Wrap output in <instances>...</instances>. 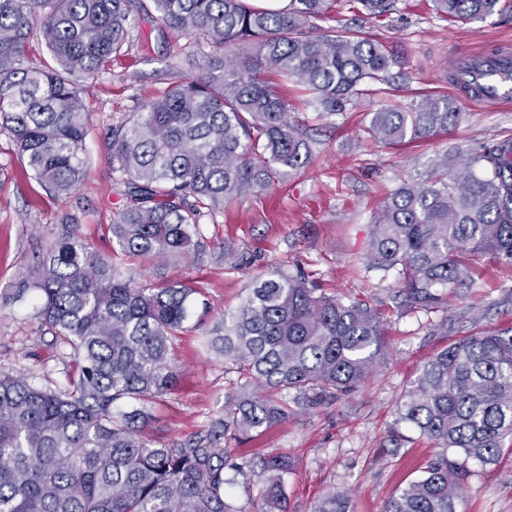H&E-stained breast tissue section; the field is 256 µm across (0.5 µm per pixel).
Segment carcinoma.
Masks as SVG:
<instances>
[{"instance_id":"carcinoma-1","label":"carcinoma","mask_w":512,"mask_h":512,"mask_svg":"<svg viewBox=\"0 0 512 512\" xmlns=\"http://www.w3.org/2000/svg\"><path fill=\"white\" fill-rule=\"evenodd\" d=\"M162 25L205 50V74L178 83L112 125L107 146L130 198L112 224L121 254L157 262L202 246L200 225L265 194L314 159L289 112L285 88L334 115L370 100L400 58L372 34L315 21L335 0H291L281 11L246 0H151ZM380 27L395 0H347ZM458 21L512 18V0H433ZM142 0H0V129L42 185L68 194L87 179V113L74 79L99 74L130 43ZM39 31L57 67L27 64ZM459 113L446 97L371 110L365 139L396 146L448 133ZM366 269L399 274L409 308L461 288L489 257L512 266V138L436 158L376 208ZM38 315L70 346L78 371L42 388L0 374V512H288L286 453L231 456L288 416L353 390L384 356L379 308L318 291L302 272L260 275L224 315L211 344L235 377L224 416L181 441L146 437L147 409L179 376L171 352L187 319L186 282L144 288L112 257L71 232L56 241L25 289ZM398 420L440 448L424 476L398 489L385 512H457L462 464L489 463L512 441V328L465 335L425 362L397 405ZM244 478L247 502L226 489ZM312 512H349L329 490Z\"/></svg>"}]
</instances>
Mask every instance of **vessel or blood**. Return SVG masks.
Listing matches in <instances>:
<instances>
[{"label": "vessel or blood", "mask_w": 512, "mask_h": 512, "mask_svg": "<svg viewBox=\"0 0 512 512\" xmlns=\"http://www.w3.org/2000/svg\"><path fill=\"white\" fill-rule=\"evenodd\" d=\"M455 82L480 102L507 107L512 105V45L468 53L453 64Z\"/></svg>", "instance_id": "obj_1"}]
</instances>
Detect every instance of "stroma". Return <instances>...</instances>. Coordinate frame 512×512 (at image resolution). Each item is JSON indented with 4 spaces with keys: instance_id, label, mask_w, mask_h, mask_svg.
Masks as SVG:
<instances>
[{
    "instance_id": "obj_1",
    "label": "stroma",
    "mask_w": 512,
    "mask_h": 512,
    "mask_svg": "<svg viewBox=\"0 0 512 512\" xmlns=\"http://www.w3.org/2000/svg\"><path fill=\"white\" fill-rule=\"evenodd\" d=\"M375 35L401 58L403 71L392 84L379 85L375 103L407 107L425 94L448 97L461 115L447 134L385 147L361 140L368 121L362 109L320 118L313 107L296 104L316 152L309 169L268 195L204 220L202 249L169 263L133 266L144 287L184 280L193 290L185 328L173 344L179 385L150 409L148 436L156 440L188 438L223 415L234 387L208 339L213 326L242 302L256 275L275 267L301 270L328 295L362 299L384 311L386 355L355 391L313 409L289 405L283 422L252 439L224 443L234 454L282 451L294 459L287 480L289 512H311L333 488L346 492L350 512H384L396 490L419 478L437 453L431 441L397 420L405 387L453 339L512 327V266L486 261L470 286L449 293L440 307L412 311L397 306L396 272L365 268L370 223L386 194L419 178L446 151L477 150L512 138V108L467 101L452 88L454 59L496 39H512V19L449 21L426 0H416L410 10L398 0L388 25ZM204 71L193 39L163 34L155 10L140 14L126 51L98 76L79 82L88 112L83 144L88 178L68 194L42 187L10 135L0 131V373L39 387L65 384L74 365L38 316V292L24 289L17 300L5 293L20 288L39 257L66 232L77 233L98 254L113 256L112 217L126 198L112 176L106 133L172 85ZM224 242L251 257V267L225 265ZM465 468L458 512H512L511 453L487 464L470 461Z\"/></svg>"
}]
</instances>
